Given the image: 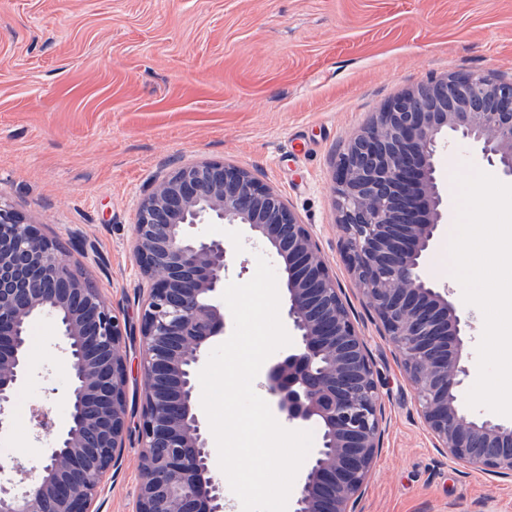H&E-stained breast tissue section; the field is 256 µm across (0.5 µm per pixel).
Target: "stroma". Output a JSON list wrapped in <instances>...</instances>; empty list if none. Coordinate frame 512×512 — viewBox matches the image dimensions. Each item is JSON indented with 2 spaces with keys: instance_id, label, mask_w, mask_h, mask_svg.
<instances>
[{
  "instance_id": "35a3bbf8",
  "label": "stroma",
  "mask_w": 512,
  "mask_h": 512,
  "mask_svg": "<svg viewBox=\"0 0 512 512\" xmlns=\"http://www.w3.org/2000/svg\"><path fill=\"white\" fill-rule=\"evenodd\" d=\"M467 72L512 80V0H0V202L39 225L128 324L127 403L141 413L143 276L137 208L152 184L199 162L248 169L306 224L365 337L387 428L360 512H512V480L440 455L381 325L343 258L333 164L396 94ZM200 233L235 245L231 281L256 247L239 224ZM0 446L47 461L25 409L65 423L73 369L53 320ZM138 435L98 502L134 512Z\"/></svg>"
}]
</instances>
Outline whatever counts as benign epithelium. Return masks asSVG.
Instances as JSON below:
<instances>
[{
	"label": "benign epithelium",
	"mask_w": 512,
	"mask_h": 512,
	"mask_svg": "<svg viewBox=\"0 0 512 512\" xmlns=\"http://www.w3.org/2000/svg\"><path fill=\"white\" fill-rule=\"evenodd\" d=\"M477 146L512 178V81L450 75L393 97L334 165L346 261L396 347L433 447L451 462L512 478V421L476 414L459 399L472 374L473 315L424 276L448 219L440 155L449 138ZM241 224L282 262L297 342L263 377L271 411L290 426L315 423L320 444L291 512H357L383 447L385 407L364 337L307 225L279 194L227 163L182 167L154 183L134 225L147 280L140 336L146 382L138 423L142 478L135 512H227L212 476L195 381L227 317L220 300L230 246L201 224ZM61 329L73 375L67 422L33 411L48 462H0V512H100L98 491L125 448L126 325L71 269L36 224L0 203V432L28 375V330L38 316Z\"/></svg>",
	"instance_id": "benign-epithelium-1"
}]
</instances>
